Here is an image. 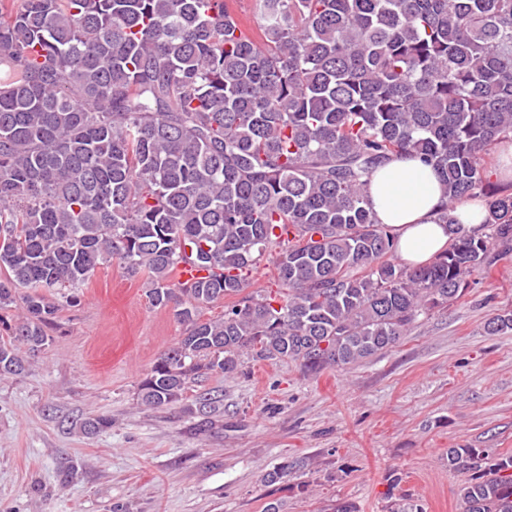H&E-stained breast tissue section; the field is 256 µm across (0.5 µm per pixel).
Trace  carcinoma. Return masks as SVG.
<instances>
[{
	"mask_svg": "<svg viewBox=\"0 0 512 512\" xmlns=\"http://www.w3.org/2000/svg\"><path fill=\"white\" fill-rule=\"evenodd\" d=\"M255 10L258 39L230 0H0V310L21 311L0 317V377L51 341L44 292L75 303L114 260L185 326L138 387L162 407L245 356L316 375L388 350L512 242V184L485 168L512 140V0ZM403 156L448 193V250L415 268L367 195ZM481 196L466 234L451 213ZM272 251L278 288H251ZM180 264L201 276L174 282ZM448 467L469 473L463 512H512V456L450 448Z\"/></svg>",
	"mask_w": 512,
	"mask_h": 512,
	"instance_id": "1",
	"label": "carcinoma"
}]
</instances>
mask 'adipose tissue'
<instances>
[{
    "label": "adipose tissue",
    "instance_id": "adipose-tissue-1",
    "mask_svg": "<svg viewBox=\"0 0 512 512\" xmlns=\"http://www.w3.org/2000/svg\"><path fill=\"white\" fill-rule=\"evenodd\" d=\"M367 195L377 219L394 236L404 264H426L447 248L448 227L439 215L448 198L433 167L415 158L394 159L372 174Z\"/></svg>",
    "mask_w": 512,
    "mask_h": 512
}]
</instances>
